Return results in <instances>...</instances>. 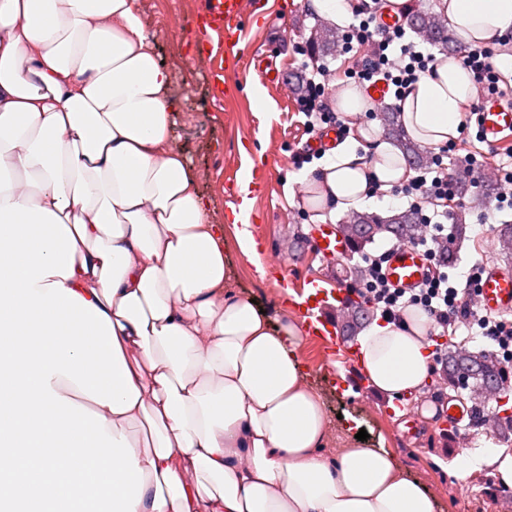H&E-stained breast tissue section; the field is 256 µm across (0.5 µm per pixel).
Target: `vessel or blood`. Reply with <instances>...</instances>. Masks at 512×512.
<instances>
[{
	"label": "vessel or blood",
	"mask_w": 512,
	"mask_h": 512,
	"mask_svg": "<svg viewBox=\"0 0 512 512\" xmlns=\"http://www.w3.org/2000/svg\"><path fill=\"white\" fill-rule=\"evenodd\" d=\"M242 13L243 0H201L190 25L206 36L222 38L224 56L230 59L241 40ZM474 122L486 143L495 144L511 137L512 104L481 98ZM312 247L317 255L333 264L342 262L351 252L350 244L327 225L319 228ZM427 268L426 257L418 247L401 244L389 251L386 276L395 287L413 288L422 282ZM354 298V293L336 284L334 278L319 275L305 279L288 303L298 311L306 336L332 348L338 343V315ZM477 303L485 313H512V272L494 265L485 266ZM441 412L448 431L458 436L465 432L471 417L470 407L445 404Z\"/></svg>",
	"instance_id": "b4317fda"
}]
</instances>
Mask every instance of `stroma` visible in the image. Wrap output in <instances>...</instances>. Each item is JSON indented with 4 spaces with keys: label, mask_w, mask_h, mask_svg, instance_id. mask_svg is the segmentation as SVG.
Returning <instances> with one entry per match:
<instances>
[{
    "label": "stroma",
    "mask_w": 512,
    "mask_h": 512,
    "mask_svg": "<svg viewBox=\"0 0 512 512\" xmlns=\"http://www.w3.org/2000/svg\"><path fill=\"white\" fill-rule=\"evenodd\" d=\"M198 0H137L149 30L155 32L156 52L171 73V92L179 101L176 115L178 143L200 177L199 188L211 203L214 223L224 227V259L232 271L237 292L266 307L287 310L284 290L293 289L307 275H320L329 264L304 248L299 257L288 255L294 236L311 237L319 223L337 225L340 214L317 216L301 207V183L307 167L298 164L309 133L299 111L298 80L326 70L325 93L335 94L356 82V73L366 57L360 46L339 45L336 51L318 55L307 39L321 20L309 7V0H245L241 21L244 37L241 55L231 74L232 90L216 97L211 70L224 64V45L207 41L204 35L188 33L171 23L173 16L191 17ZM260 52L265 64L282 69L284 82L263 87L272 112L257 108L252 89L260 81L253 52ZM484 165L512 163V138L491 145L480 142L475 131L459 135L453 151L443 164L450 178L465 175L470 157ZM260 172L262 185L255 192L252 219L258 226L262 249L286 257L282 274L260 276L254 262L242 254L234 240L231 209L239 197H228V185L240 182L245 161ZM467 238L459 250L458 262L449 267L450 277L465 280L475 261L512 271V260L498 255L495 230L512 224V210L489 201L480 208L466 209ZM357 338L341 337L335 356H325L313 340H304L302 355L310 368V381L321 392L325 409L332 418L338 441L354 440L366 430L367 447L384 448L404 471L420 482L435 503V512H512V494L502 493L492 468L485 467L466 478H458L451 461L461 452L457 440L441 436L431 421L408 431L404 416L418 411L421 403L448 401V393L428 386L422 401L401 398V410L388 413L389 401L368 386L344 385L342 376L352 367L349 353Z\"/></svg>",
    "instance_id": "35a3bbf8"
}]
</instances>
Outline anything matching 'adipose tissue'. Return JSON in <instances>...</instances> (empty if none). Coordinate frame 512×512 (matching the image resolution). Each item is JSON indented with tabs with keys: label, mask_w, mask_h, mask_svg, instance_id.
I'll list each match as a JSON object with an SVG mask.
<instances>
[{
	"label": "adipose tissue",
	"mask_w": 512,
	"mask_h": 512,
	"mask_svg": "<svg viewBox=\"0 0 512 512\" xmlns=\"http://www.w3.org/2000/svg\"><path fill=\"white\" fill-rule=\"evenodd\" d=\"M467 43L512 31V0H442ZM136 0H0V475L21 473L60 512L73 475L106 512H435L383 448L334 459L333 424L309 382L297 319L234 290L177 144L170 92ZM471 81L441 55L398 103L427 146L459 135ZM375 126L304 176V208L347 211L408 180ZM427 318L381 322L360 363L387 398L430 374ZM94 438L106 464L90 470ZM512 450H467L458 476Z\"/></svg>",
	"instance_id": "1"
}]
</instances>
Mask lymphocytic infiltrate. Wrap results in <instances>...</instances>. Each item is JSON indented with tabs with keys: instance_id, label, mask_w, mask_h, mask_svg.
<instances>
[{
	"instance_id": "obj_1",
	"label": "lymphocytic infiltrate",
	"mask_w": 512,
	"mask_h": 512,
	"mask_svg": "<svg viewBox=\"0 0 512 512\" xmlns=\"http://www.w3.org/2000/svg\"><path fill=\"white\" fill-rule=\"evenodd\" d=\"M375 14H368L352 25L349 38L359 43L372 44L360 78L364 81L381 80L394 89L395 97H403L410 85L429 74L436 62L433 55L418 51L415 45L405 42L404 27L388 30L383 38H376ZM493 53L489 48L477 47L469 50L462 59L464 68L470 73L473 85L481 94L506 97L512 95V86L500 83V73L495 68ZM301 112L309 126L336 124L340 121L338 113L332 112L324 98L322 83L314 79H305L302 93L298 99ZM404 197L413 199L415 204H428L434 207H447L453 194V182L449 179L441 161L419 168L416 176L402 185ZM447 224L433 222L431 216H424L420 231V242L426 245V255L433 260L432 273L414 291L394 287L387 279L385 264L387 254L366 256L367 279L360 297L379 312L382 318L396 321L408 307H419L427 315L431 331L468 322L479 328L481 334L494 342L504 360L512 359V318L502 315L478 314L475 310V288L482 273V264H475L464 286L450 281L441 264L436 263V247L446 240Z\"/></svg>"
}]
</instances>
